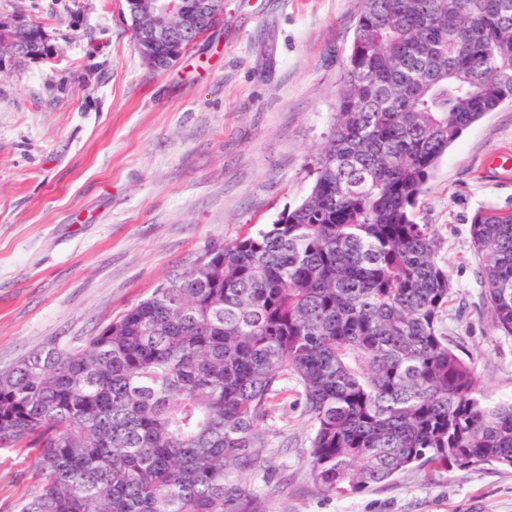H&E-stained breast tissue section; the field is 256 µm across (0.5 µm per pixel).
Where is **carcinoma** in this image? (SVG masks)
Wrapping results in <instances>:
<instances>
[{"mask_svg":"<svg viewBox=\"0 0 512 512\" xmlns=\"http://www.w3.org/2000/svg\"><path fill=\"white\" fill-rule=\"evenodd\" d=\"M221 20L187 16L184 47ZM510 101L512 0H358L306 198L82 348L0 371V446L38 450L16 512H264L238 475L271 462L264 421L290 379L328 496L512 468V400L484 392L444 330L454 289L416 215L448 148ZM470 232L511 336L512 211L480 209Z\"/></svg>","mask_w":512,"mask_h":512,"instance_id":"obj_1","label":"carcinoma"}]
</instances>
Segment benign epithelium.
I'll return each instance as SVG.
<instances>
[{"label":"benign epithelium","instance_id":"benign-epithelium-1","mask_svg":"<svg viewBox=\"0 0 512 512\" xmlns=\"http://www.w3.org/2000/svg\"><path fill=\"white\" fill-rule=\"evenodd\" d=\"M129 16L134 29L141 32L136 41L140 57L155 69L167 67L180 56V41L173 18H183L194 10L198 21L224 14V0H127ZM29 23L20 16H0V41L13 46L14 51H27L29 56L41 55L38 46L29 43ZM169 45V54L160 53V47Z\"/></svg>","mask_w":512,"mask_h":512}]
</instances>
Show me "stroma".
Listing matches in <instances>:
<instances>
[{
    "mask_svg": "<svg viewBox=\"0 0 512 512\" xmlns=\"http://www.w3.org/2000/svg\"><path fill=\"white\" fill-rule=\"evenodd\" d=\"M356 12V0H224L218 26L153 69L126 0H0L46 48L0 67V370L50 342L83 345L208 250L302 202ZM507 145L512 102L462 133L417 208L455 291L444 327L496 400L512 398V336L484 305L470 219L512 210V180L482 174ZM273 404L272 466L244 478L269 512H512V469L493 465L327 496L308 475L297 385ZM36 455L0 447V512L33 493Z\"/></svg>",
    "mask_w": 512,
    "mask_h": 512,
    "instance_id": "stroma-1",
    "label": "stroma"
}]
</instances>
